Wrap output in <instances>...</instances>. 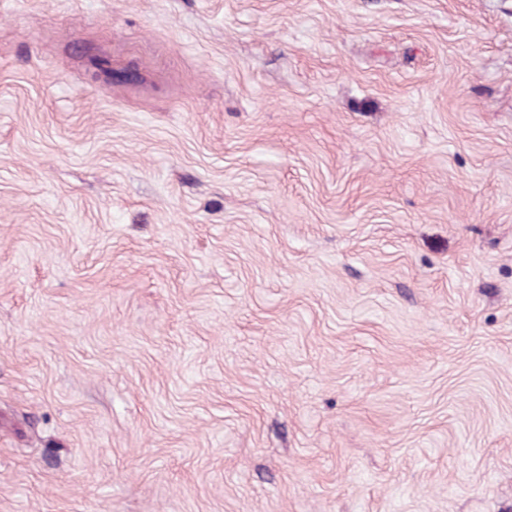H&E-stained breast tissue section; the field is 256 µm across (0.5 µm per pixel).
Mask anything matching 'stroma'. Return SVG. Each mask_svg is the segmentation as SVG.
Segmentation results:
<instances>
[{
	"mask_svg": "<svg viewBox=\"0 0 512 512\" xmlns=\"http://www.w3.org/2000/svg\"><path fill=\"white\" fill-rule=\"evenodd\" d=\"M0 512H512V0H0Z\"/></svg>",
	"mask_w": 512,
	"mask_h": 512,
	"instance_id": "obj_1",
	"label": "stroma"
}]
</instances>
